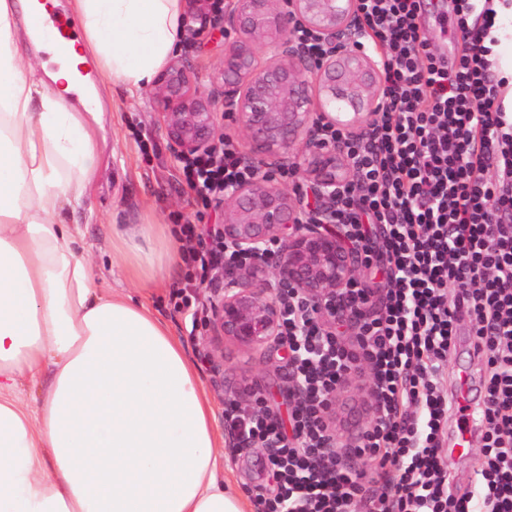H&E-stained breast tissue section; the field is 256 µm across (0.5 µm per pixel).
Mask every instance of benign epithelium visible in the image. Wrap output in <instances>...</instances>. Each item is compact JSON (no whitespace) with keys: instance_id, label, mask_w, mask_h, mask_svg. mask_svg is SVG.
Segmentation results:
<instances>
[{"instance_id":"obj_1","label":"benign epithelium","mask_w":512,"mask_h":512,"mask_svg":"<svg viewBox=\"0 0 512 512\" xmlns=\"http://www.w3.org/2000/svg\"><path fill=\"white\" fill-rule=\"evenodd\" d=\"M189 16L236 35L224 51L217 93L205 94L189 67L173 61L158 75L155 100L170 149L179 156L215 149L218 110L244 132L255 176L224 195V242L250 258L224 269L228 286L215 295L210 320L217 339L248 351L278 350L281 299L291 293L317 309L322 326L351 323L345 288L358 257L330 222L350 181L343 145L325 133L352 138L371 130L382 86L376 61L357 44L356 0H188ZM303 28L324 46L316 58L298 42ZM266 49L270 56L261 60ZM319 118L314 120V113ZM300 171L318 208L280 187L273 171ZM277 245L275 253L268 247Z\"/></svg>"}]
</instances>
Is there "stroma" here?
<instances>
[{
    "label": "stroma",
    "mask_w": 512,
    "mask_h": 512,
    "mask_svg": "<svg viewBox=\"0 0 512 512\" xmlns=\"http://www.w3.org/2000/svg\"><path fill=\"white\" fill-rule=\"evenodd\" d=\"M231 35L213 27L205 33L184 35L175 59L184 62L196 74L202 92L213 91V77L220 69L224 49ZM94 93L102 107L99 140L102 161L95 178L92 200L94 217L83 232L91 245L90 263L98 274L100 287L124 292L145 303L164 319L195 361L215 414L216 427L224 425V403L234 398L252 401L253 392L262 393L267 406L288 422L294 405L290 395L289 351L279 348L272 358L248 353L231 341L213 342L208 320L212 289L223 287L224 270L216 268L207 278L208 285L198 292L199 306L190 313L177 309L173 295L185 284L189 267L185 262L171 263L163 285L142 291L130 276L124 259L112 249V227L116 224L222 223L223 212L216 203L197 201L195 194L179 178L178 163L169 150L160 127L152 91L129 97L115 90L107 78H99ZM223 370L215 377L214 368ZM485 374L484 363L471 351L467 322H460L458 341L448 356L446 380L455 387L460 376H467L471 396H479ZM480 438L472 436L470 448L455 451L446 458L448 485L452 491L473 489L478 480ZM224 472L234 492L244 495L250 512H257L256 491L274 496L277 486L268 478L265 449L255 448L247 457L224 448Z\"/></svg>",
    "instance_id": "35a3bbf8"
}]
</instances>
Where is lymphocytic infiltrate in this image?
Listing matches in <instances>:
<instances>
[{"mask_svg":"<svg viewBox=\"0 0 512 512\" xmlns=\"http://www.w3.org/2000/svg\"><path fill=\"white\" fill-rule=\"evenodd\" d=\"M507 2L453 0L449 64L419 22L422 0H357L358 42L374 54L383 92L369 138L330 134L354 172L332 221L388 289L376 306L364 282H351L348 302L361 320L348 340L298 298L284 302L281 343L294 354L299 392L291 431L265 408L225 405L226 427L267 451L278 493L257 494L262 512H512V119L493 59ZM178 170L205 203L255 174L229 140L220 154L180 159ZM217 233L180 225L188 265L241 263ZM463 320L488 377L481 481L454 494L440 450L455 411L445 368ZM364 368L375 421L339 455L326 411L345 374ZM352 457L370 459L373 474L353 470Z\"/></svg>","mask_w":512,"mask_h":512,"instance_id":"obj_1","label":"lymphocytic infiltrate"}]
</instances>
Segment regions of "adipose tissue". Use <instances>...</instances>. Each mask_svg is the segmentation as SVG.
I'll return each instance as SVG.
<instances>
[{"instance_id":"1","label":"adipose tissue","mask_w":512,"mask_h":512,"mask_svg":"<svg viewBox=\"0 0 512 512\" xmlns=\"http://www.w3.org/2000/svg\"><path fill=\"white\" fill-rule=\"evenodd\" d=\"M38 0H0V512H247L227 488L213 410L169 325L100 288L76 219L90 210L97 115L75 111L73 57L128 96L184 33L181 0H71L82 36L57 70L24 69ZM155 225L112 242L162 274ZM43 385L40 401L20 397Z\"/></svg>"}]
</instances>
